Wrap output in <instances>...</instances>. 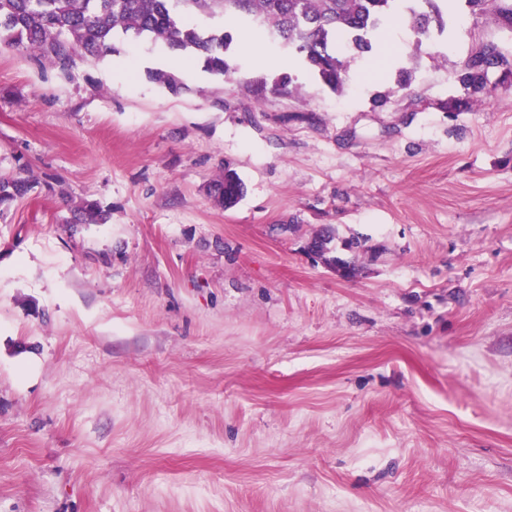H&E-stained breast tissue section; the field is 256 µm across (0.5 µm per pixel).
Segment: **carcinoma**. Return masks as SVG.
I'll return each instance as SVG.
<instances>
[{"label":"carcinoma","mask_w":512,"mask_h":512,"mask_svg":"<svg viewBox=\"0 0 512 512\" xmlns=\"http://www.w3.org/2000/svg\"><path fill=\"white\" fill-rule=\"evenodd\" d=\"M455 0H0V48L49 62L69 75L78 63L118 53L114 38H144L178 55H193L211 74L223 77L240 67L235 31L271 42L300 61L309 75L334 91L343 89L348 61L343 46L358 54L372 52V33L388 22L405 19L420 38L441 37L451 30ZM222 19V25L201 29L196 15ZM504 62L495 44L479 61L468 62L465 74L489 70ZM150 77L176 94V75L154 71ZM248 87L298 89L297 77L284 70L245 80ZM35 182L18 174L0 176V209L26 197ZM242 194L238 177L224 173L214 184L217 202L234 205ZM104 211L87 200L74 212L75 224H98Z\"/></svg>","instance_id":"cac0c4a2"}]
</instances>
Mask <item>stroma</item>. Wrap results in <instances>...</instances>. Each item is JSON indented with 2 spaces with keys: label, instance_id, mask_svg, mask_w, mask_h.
<instances>
[{
  "label": "stroma",
  "instance_id": "1",
  "mask_svg": "<svg viewBox=\"0 0 512 512\" xmlns=\"http://www.w3.org/2000/svg\"><path fill=\"white\" fill-rule=\"evenodd\" d=\"M455 14L340 91L246 34L300 92L0 51V176L35 182L0 214V512H512V64L460 79L512 28ZM213 191L220 205L230 207L238 201L243 189L238 177L228 171L224 173V177L214 184ZM105 220L104 211L96 201H84L74 212V224H98Z\"/></svg>",
  "mask_w": 512,
  "mask_h": 512
}]
</instances>
